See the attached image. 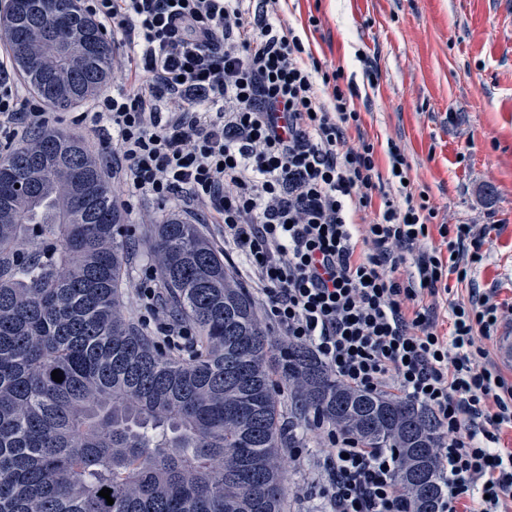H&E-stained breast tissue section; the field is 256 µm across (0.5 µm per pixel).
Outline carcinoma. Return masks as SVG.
I'll return each mask as SVG.
<instances>
[{
  "label": "carcinoma",
  "mask_w": 512,
  "mask_h": 512,
  "mask_svg": "<svg viewBox=\"0 0 512 512\" xmlns=\"http://www.w3.org/2000/svg\"><path fill=\"white\" fill-rule=\"evenodd\" d=\"M61 2L64 58L46 16L14 4L0 21L16 67L55 111L113 72L98 24ZM126 232L81 139L42 129L0 158V512H283L282 449L310 414L396 450L409 512H439L441 434L428 408L348 386L305 346L277 347L248 289L196 225L176 220L154 225L153 266L195 336L186 357L161 351L121 311Z\"/></svg>",
  "instance_id": "obj_1"
}]
</instances>
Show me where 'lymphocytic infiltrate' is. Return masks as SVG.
I'll return each instance as SVG.
<instances>
[{
  "mask_svg": "<svg viewBox=\"0 0 512 512\" xmlns=\"http://www.w3.org/2000/svg\"><path fill=\"white\" fill-rule=\"evenodd\" d=\"M113 47L119 83L78 122L100 133L103 166L143 199L224 227L277 335L312 349L346 384L428 407L442 436L440 512H512V382L477 346L492 295L441 308L449 278L481 262L485 228L435 225L396 141L382 174L354 83L307 49L279 0H82ZM0 60V135L35 133L44 104ZM441 244L427 247L432 233ZM450 321L449 334L438 330ZM329 449V512H406L390 448H364L316 421Z\"/></svg>",
  "mask_w": 512,
  "mask_h": 512,
  "instance_id": "f902f5d3",
  "label": "lymphocytic infiltrate"
}]
</instances>
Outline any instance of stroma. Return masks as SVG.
Instances as JSON below:
<instances>
[{
  "instance_id": "stroma-1",
  "label": "stroma",
  "mask_w": 512,
  "mask_h": 512,
  "mask_svg": "<svg viewBox=\"0 0 512 512\" xmlns=\"http://www.w3.org/2000/svg\"><path fill=\"white\" fill-rule=\"evenodd\" d=\"M280 14L306 29L314 56L342 67L359 96L354 105L387 170V139L404 150L414 192H425L438 222L486 224L483 259L467 281L449 279L450 298L491 292L497 323L479 343L507 380L512 361L498 346L512 337V0H281ZM319 18L309 29V17ZM380 69L369 82L358 53ZM170 205L147 204L124 221L134 260L121 288L123 311L139 319L138 283L151 266L149 225L180 218ZM287 473L284 512H320L325 454L311 422Z\"/></svg>"
}]
</instances>
